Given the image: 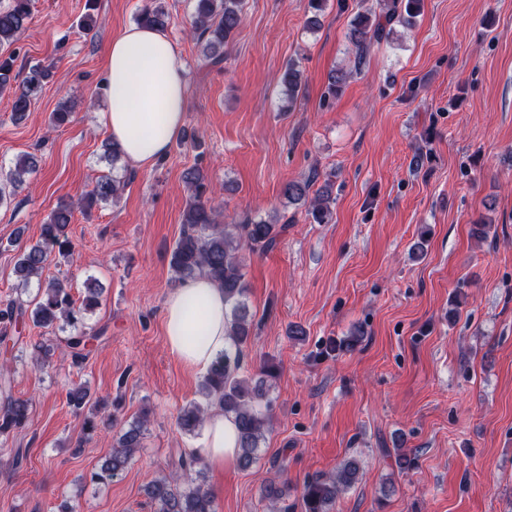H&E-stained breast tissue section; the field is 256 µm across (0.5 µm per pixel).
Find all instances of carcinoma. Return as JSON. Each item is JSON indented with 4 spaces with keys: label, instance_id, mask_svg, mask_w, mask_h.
Returning a JSON list of instances; mask_svg holds the SVG:
<instances>
[{
    "label": "carcinoma",
    "instance_id": "obj_1",
    "mask_svg": "<svg viewBox=\"0 0 512 512\" xmlns=\"http://www.w3.org/2000/svg\"><path fill=\"white\" fill-rule=\"evenodd\" d=\"M192 32L201 44L207 64L216 66L224 61V45L231 42L241 24L244 0H195ZM381 14L356 12L348 33L349 42L355 48V67H360L367 49L373 43L389 40L395 27H408L416 22L423 9V0H379ZM32 0H8L0 8V47L14 43L25 30L31 18ZM171 15L165 0H145L138 11V24L164 31ZM14 56L0 55V92L18 83L13 98V116L22 120L32 101L50 78V72L40 66L28 68L22 80L14 73ZM348 74L338 70L329 75L325 97L334 99L346 84ZM284 105L281 111L289 112L297 103L303 90L301 70L291 63L283 78ZM37 160L32 154L19 158L13 169L0 172V206L10 201L23 187L28 176L36 169ZM190 191L183 211V230L170 253V268L175 280L185 282L205 275L224 289L227 315V346L224 353L211 363L201 384L203 402H193L183 407L177 416L179 428L194 435L202 428L206 417L214 409L234 419L238 433V463L247 469L258 459L261 441L270 426L271 381L278 375L274 364H265L261 377L252 382L241 376L244 347L252 336L253 321L245 304L247 292L243 252L267 253L278 243V238L288 229L292 219L281 224L249 214L236 224H221L218 215L209 204L212 193L207 174L198 166L188 168L183 175ZM314 172L303 181H292L283 190L289 205H300L315 224L332 220L333 202L331 185L324 183L315 194H310L317 182ZM126 180L118 176H103L79 200L80 207L90 211L101 204H117L124 191ZM72 208L64 203L44 219L40 239L30 245H17L15 272L18 287L28 288L32 278H39L53 257L65 258L73 252V243L66 229L72 219ZM101 289L90 282L86 285L81 302H76L67 282L50 280L34 299L29 309L20 301L11 300L0 308V341L7 339V331L17 327L25 316L40 327L49 328L63 324L73 328L65 338L72 363H83L88 355L91 340L102 335L100 331L86 328L87 314L100 305ZM69 405L76 411L96 405L90 392L75 387L68 393ZM147 413H142L127 427L119 431L112 452L93 474L96 481L110 480L122 474L141 448L147 424ZM28 408L25 401L10 393V378L0 374V437L25 426ZM386 456H394L398 471L414 468L416 457L395 449ZM359 464L350 459L331 476L315 475L303 486L304 512H333L336 498L357 479ZM146 495L156 505V512H215L214 497L201 483L191 479L181 481V475L171 473L153 479L146 486Z\"/></svg>",
    "mask_w": 512,
    "mask_h": 512
}]
</instances>
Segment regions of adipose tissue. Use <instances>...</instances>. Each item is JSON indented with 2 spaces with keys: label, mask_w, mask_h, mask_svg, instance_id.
<instances>
[{
  "label": "adipose tissue",
  "mask_w": 512,
  "mask_h": 512,
  "mask_svg": "<svg viewBox=\"0 0 512 512\" xmlns=\"http://www.w3.org/2000/svg\"><path fill=\"white\" fill-rule=\"evenodd\" d=\"M105 108L98 121L138 168L164 157L185 122V64L163 32L139 25L113 37L105 55ZM224 291L207 277L186 281L167 298L164 330L167 346L186 367L204 370L224 351ZM232 419L212 412L206 420L200 454L214 470L237 459Z\"/></svg>",
  "instance_id": "ef3b65f1"
}]
</instances>
